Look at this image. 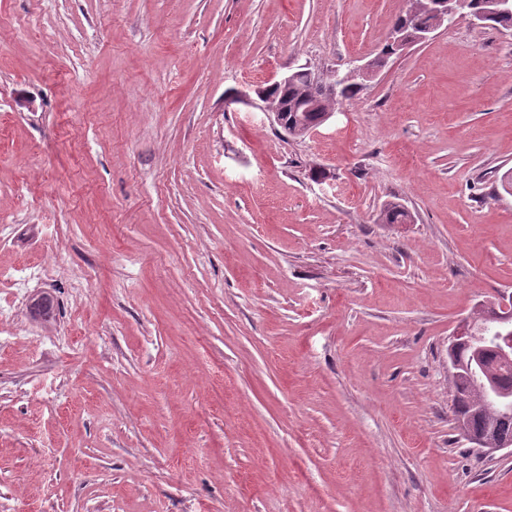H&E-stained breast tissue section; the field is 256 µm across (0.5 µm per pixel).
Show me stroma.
Masks as SVG:
<instances>
[{
  "label": "stroma",
  "mask_w": 512,
  "mask_h": 512,
  "mask_svg": "<svg viewBox=\"0 0 512 512\" xmlns=\"http://www.w3.org/2000/svg\"><path fill=\"white\" fill-rule=\"evenodd\" d=\"M406 7L0 0V512H512L448 377L512 293V30L456 15L303 138L238 99Z\"/></svg>",
  "instance_id": "stroma-1"
}]
</instances>
